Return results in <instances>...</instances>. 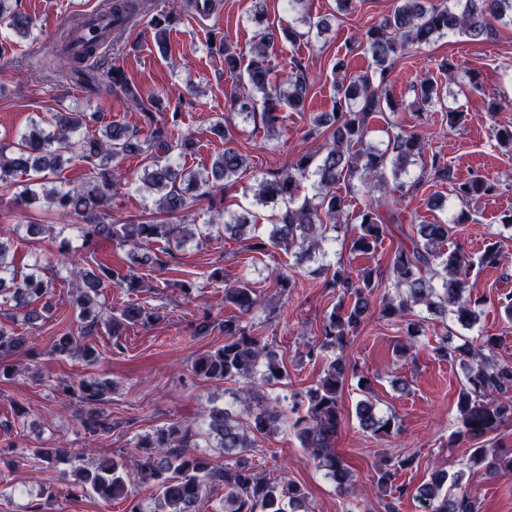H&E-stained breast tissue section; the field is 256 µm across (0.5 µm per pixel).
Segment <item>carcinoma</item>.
I'll return each mask as SVG.
<instances>
[{"label": "carcinoma", "mask_w": 512, "mask_h": 512, "mask_svg": "<svg viewBox=\"0 0 512 512\" xmlns=\"http://www.w3.org/2000/svg\"><path fill=\"white\" fill-rule=\"evenodd\" d=\"M264 0H255L252 20L254 42L249 54L237 47L220 42L224 69L235 73L243 90L227 100L235 114L248 120L260 116L270 131H275L281 113L289 108L300 111L310 89L306 69L296 62L283 78L275 82L265 65L268 51L279 41L290 42L309 35L313 30L330 26L321 16L312 21L305 10L306 0H286L288 12L305 30L294 26L276 30L266 21ZM144 8L143 0H104L102 16L112 19L107 37L85 42L79 38V28H71L63 38L60 54L53 63L59 77L83 78L96 85L98 91H117L135 100L140 110L141 124L147 136L138 137L118 122L107 119L103 112H56L46 119L32 121L22 133L16 134L6 154L0 144V186H11L19 177L28 182L18 197V203L30 206L42 199L67 214L77 216L74 225L87 247L102 238H109L121 247L129 248L131 266L121 274L101 263L76 272L79 284L74 303L79 310L83 334L101 324L108 325L114 338H119L129 325H148L160 319L155 307L139 303L124 305L117 313H106L100 302L102 289L114 284L130 294L141 291L143 285L135 268L159 264V258L139 252L145 240L161 241L167 247H179L194 238L187 224H114L110 222L114 191L126 181L121 163L134 150L150 155L140 177V188L157 195L155 210L173 216L193 206L199 197L213 195V189L232 186L248 165L247 157L232 146L233 138L224 136V151L213 161L208 175L180 167L175 157L190 152L195 146L191 134H185L178 123L179 113L162 114L149 108L151 99H142L129 85L124 73L113 68L99 82L91 65L102 51L121 35L124 25L134 20ZM0 24L18 35L28 36L33 22L23 10L22 0H0ZM512 25V0H397L391 13L370 24L364 32L362 47L370 56L369 69L358 76H347L345 60L336 58L334 109L338 113L322 112L311 119L310 134L327 133L328 144L321 154H304L290 163L288 169L258 180L252 195L254 208H276L271 229L258 231L257 215L249 210L241 213H218V223L224 234L243 243L245 251L254 256L264 255L273 248L293 253L297 258L313 261L326 257L324 243L335 239L348 216L349 199L362 192L370 199L357 216V231L351 238L350 253L371 254L385 237L403 231L402 210L394 193L403 192L409 168L421 157L423 146L418 135L393 127L385 148L379 149L366 141L372 119L394 111L386 90L387 76L395 62L412 46L429 44L450 33L469 37L472 41L487 38L496 25ZM443 90L430 79H424L414 89V106L425 112L440 102ZM98 125L100 135L79 138L86 125ZM74 153L85 168L81 185L74 187L64 181L49 190L45 181L58 175L71 162ZM432 175L452 187L455 197L463 202L495 194L497 185L479 176L465 182L453 180L448 165L434 159ZM312 181L314 193L298 197L300 182ZM344 185V190L337 186ZM450 226L439 222H421L415 231L399 242L391 262L394 294L380 301L382 317L406 325L408 340L419 333V323L410 320L417 307L425 309L435 319L446 320L455 314L458 324L471 327L478 319L475 307L481 301L465 297L467 278L472 265L458 252L444 250ZM324 287L336 291V304L324 318L321 338L308 346L306 355L318 357L322 351H338L335 359L323 369L322 376L306 391L291 395L290 411L304 409V415L293 422V430L301 446L312 450L322 467L338 488L353 493L355 483L344 461L335 450L336 436L342 425L340 399L346 382L357 376L355 365L344 355L349 341L356 336L371 310L373 290L379 287L377 271L365 268L353 272L338 262L322 265ZM44 267L16 280L9 245L0 240V307L15 303L24 308L45 297L48 281ZM224 303L232 305L237 314L218 323L209 313L199 317L195 335L217 325L224 331V344L197 355L191 365L193 374L207 380H241L244 385L233 393L234 400L248 412L243 423L224 408L209 411L207 426L218 447L236 460L224 469L213 466L210 459L191 451L195 447V429L180 420L167 423L153 432L139 436L134 448L140 454L137 463L143 482L154 487L152 512H199L203 495L218 485L224 488V512H310L308 495L293 483L276 481L260 475L243 453L255 447L257 440L275 435L284 416L279 403L270 401L265 393L268 385L279 383L287 376L286 367L277 351L265 337L253 333L244 318L261 306L260 298L245 280L224 287ZM24 343V338L0 322V360L11 355ZM497 338L484 336L474 350L462 351L443 336L435 351L438 356L459 362L466 384L457 401L461 422L460 434L470 441L496 432L512 421V364L497 359ZM51 351L59 357L77 356L86 363L97 360L99 352L83 338L65 333L55 336ZM71 396L84 406L80 415L83 432L94 436L112 430L101 405L112 393L107 381H83L70 388ZM356 418L361 429L375 438L394 434L395 418L376 411L372 400L357 402ZM390 429H385V426ZM66 451L62 448H37L34 456L53 465ZM413 458L392 455L377 467L378 486L385 490L396 473L411 467ZM484 463L488 471L512 468V452L499 448L474 445L462 457V469L453 476L435 468L429 479L418 488L419 501L430 512H479L476 499L462 488L464 469ZM126 461L124 457L103 458L91 467H78L69 483L71 495L94 494L106 503L127 497ZM452 482L458 492L439 498L446 482Z\"/></svg>", "instance_id": "obj_1"}]
</instances>
